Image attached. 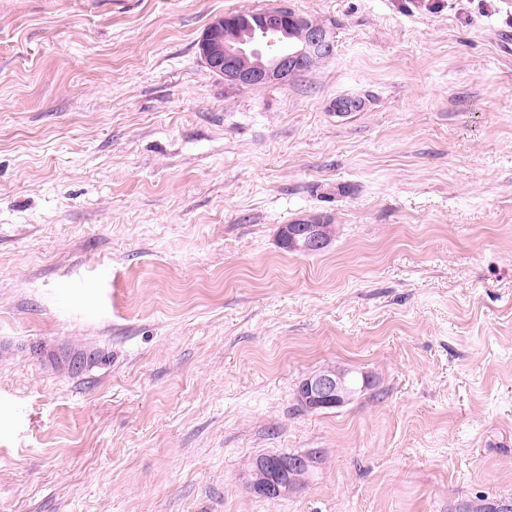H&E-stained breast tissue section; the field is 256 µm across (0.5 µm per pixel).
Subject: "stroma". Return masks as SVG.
Segmentation results:
<instances>
[{"instance_id":"35a3bbf8","label":"stroma","mask_w":512,"mask_h":512,"mask_svg":"<svg viewBox=\"0 0 512 512\" xmlns=\"http://www.w3.org/2000/svg\"><path fill=\"white\" fill-rule=\"evenodd\" d=\"M270 7L333 55L261 88L201 63L212 18ZM300 218L326 249L282 248ZM326 366L370 384L302 410ZM310 451L299 491L247 489ZM479 495L512 498V0H0V512ZM318 458L316 452H310L301 457L288 459L278 458L274 461L271 456L263 455L256 457L250 467V479L247 482L249 490L258 496L269 501L276 502L288 495V493L296 490L301 486L299 483H305L312 472L313 466ZM289 465L297 467H308L309 470L302 473L288 474L295 482H284L281 480L279 470L288 468Z\"/></svg>"}]
</instances>
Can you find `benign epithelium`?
<instances>
[{
	"mask_svg": "<svg viewBox=\"0 0 512 512\" xmlns=\"http://www.w3.org/2000/svg\"><path fill=\"white\" fill-rule=\"evenodd\" d=\"M225 17L213 19L198 40L202 63L224 79L250 87L272 83L286 84L308 59L334 49L330 32L315 21L297 14H288L284 8H272L247 12L234 23V34H228ZM264 33L282 34L289 37L295 32L297 43L288 53L269 57L249 47L250 38L256 30ZM282 247L297 251L322 250L330 244L325 226L314 225L301 231L298 224H284L279 229ZM345 375L336 368L327 366L307 376L296 391V400L307 410H316L324 405L341 406L356 393ZM318 458L310 452L300 457L273 460L269 455L256 457L250 467L249 490L269 501L276 502L300 487L295 482L281 480L279 470L290 465L311 467Z\"/></svg>",
	"mask_w": 512,
	"mask_h": 512,
	"instance_id": "obj_1",
	"label": "benign epithelium"
}]
</instances>
